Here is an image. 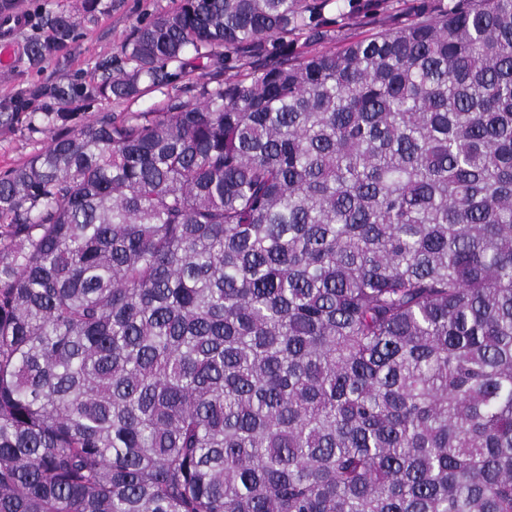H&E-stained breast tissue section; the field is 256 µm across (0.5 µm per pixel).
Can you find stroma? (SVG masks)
Returning a JSON list of instances; mask_svg holds the SVG:
<instances>
[{
	"label": "stroma",
	"mask_w": 512,
	"mask_h": 512,
	"mask_svg": "<svg viewBox=\"0 0 512 512\" xmlns=\"http://www.w3.org/2000/svg\"><path fill=\"white\" fill-rule=\"evenodd\" d=\"M420 4L432 11L439 7L438 0H360L359 7L344 14L335 6H327L324 15L331 22V36L322 47L338 48L352 39L399 24L410 19L413 6ZM82 5L83 0H7L6 6L0 7V43L11 44L15 49L12 63L0 67V109L16 97L29 95L37 85L87 79L95 74L98 63L118 61L122 45L136 29L157 14L172 10L176 0H100L91 16L84 15ZM60 10L81 18L74 39L40 65H30L26 51L29 40L42 36L44 16ZM212 82V75L195 70L186 73L175 86L151 88L135 99L91 102L77 112L75 121L81 124L104 112L120 118L132 112H158L173 90L195 91ZM55 133V128L40 121L30 122L24 114L13 124L0 123V174L22 165L42 150Z\"/></svg>",
	"instance_id": "1"
}]
</instances>
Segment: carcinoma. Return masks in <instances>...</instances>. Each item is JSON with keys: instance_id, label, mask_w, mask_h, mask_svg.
Instances as JSON below:
<instances>
[{"instance_id": "carcinoma-1", "label": "carcinoma", "mask_w": 512, "mask_h": 512, "mask_svg": "<svg viewBox=\"0 0 512 512\" xmlns=\"http://www.w3.org/2000/svg\"><path fill=\"white\" fill-rule=\"evenodd\" d=\"M326 2L178 0L10 106L254 68L0 176V512H512V0L296 57Z\"/></svg>"}]
</instances>
